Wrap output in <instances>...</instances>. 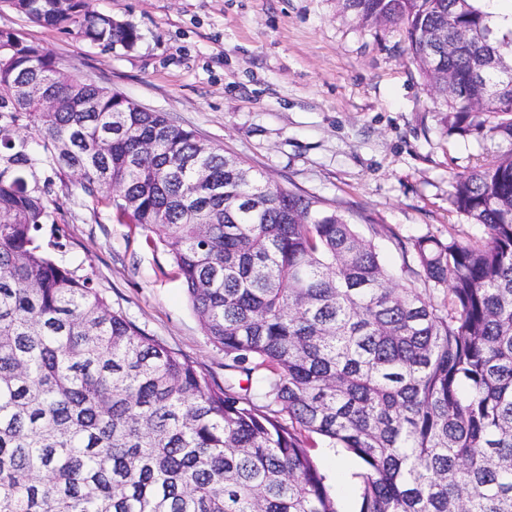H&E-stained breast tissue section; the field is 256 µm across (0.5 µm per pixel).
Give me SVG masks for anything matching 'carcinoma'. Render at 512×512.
Masks as SVG:
<instances>
[{
	"label": "carcinoma",
	"instance_id": "carcinoma-1",
	"mask_svg": "<svg viewBox=\"0 0 512 512\" xmlns=\"http://www.w3.org/2000/svg\"><path fill=\"white\" fill-rule=\"evenodd\" d=\"M0 2L141 40L88 0ZM342 8L400 34L448 132L498 144L448 194L485 237L412 239L406 286L338 208L0 29V512H342L318 440L360 462L355 512H512V25L486 0ZM74 184L168 249L224 384L54 259Z\"/></svg>",
	"mask_w": 512,
	"mask_h": 512
}]
</instances>
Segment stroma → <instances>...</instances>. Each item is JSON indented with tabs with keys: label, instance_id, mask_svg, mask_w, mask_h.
<instances>
[{
	"label": "stroma",
	"instance_id": "35a3bbf8",
	"mask_svg": "<svg viewBox=\"0 0 512 512\" xmlns=\"http://www.w3.org/2000/svg\"><path fill=\"white\" fill-rule=\"evenodd\" d=\"M138 27L131 51H102L72 34L31 24L0 7L10 28L52 51L67 71L168 113L182 128L281 186L338 207L374 240L406 281L401 244L432 234L468 243L481 225L454 210V175L490 155L476 134L447 133L438 99L399 36L361 27L340 0H90ZM64 259L92 274L114 310L224 380V353L206 336L165 248L145 231L85 206L80 189L57 193ZM314 454L343 512L357 499L358 462L336 470Z\"/></svg>",
	"mask_w": 512,
	"mask_h": 512
}]
</instances>
